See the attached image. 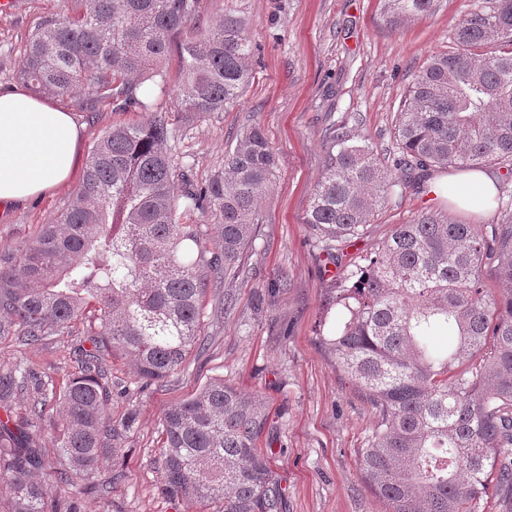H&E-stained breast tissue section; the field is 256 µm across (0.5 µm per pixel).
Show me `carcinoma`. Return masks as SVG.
Masks as SVG:
<instances>
[{
	"label": "carcinoma",
	"instance_id": "1",
	"mask_svg": "<svg viewBox=\"0 0 512 512\" xmlns=\"http://www.w3.org/2000/svg\"><path fill=\"white\" fill-rule=\"evenodd\" d=\"M68 14L40 22L20 78L36 92L88 94L86 107L144 112L90 148L76 200L15 252L0 253V340L37 346L88 322L90 347L57 389L33 367L0 372V512H86L85 497L125 479L120 460L136 413L109 412V360L139 380L162 381L203 352L202 298L236 309L239 276L277 169L264 130L252 125L204 184L174 160L175 132L139 93L165 91L163 63L178 43L186 118L222 112L251 79L255 45L225 14L195 32L201 0H66ZM397 27L435 13L441 0H380ZM498 52L478 56L489 39ZM458 50L431 56L412 75L393 126L396 152L381 159L369 138L331 124L325 168L306 223L337 260L366 233L396 187L433 169L512 170V0H482L453 32ZM496 224H455L432 211L398 224L340 278L321 343L371 404L376 423L360 461L388 512H485L490 487L512 501V198ZM208 211L210 229L191 223ZM498 274V294L480 272ZM27 417L10 415L17 393ZM58 419L48 417L49 406ZM264 403L210 380L168 407L152 464L158 493L194 512H285V492L257 441ZM55 431L53 450L40 445ZM112 469L102 476L103 465ZM45 475L38 479L35 473Z\"/></svg>",
	"mask_w": 512,
	"mask_h": 512
}]
</instances>
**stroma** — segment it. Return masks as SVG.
Returning <instances> with one entry per match:
<instances>
[{
  "label": "stroma",
  "mask_w": 512,
  "mask_h": 512,
  "mask_svg": "<svg viewBox=\"0 0 512 512\" xmlns=\"http://www.w3.org/2000/svg\"><path fill=\"white\" fill-rule=\"evenodd\" d=\"M474 2L443 0L433 15L393 28L378 0H202L200 28L226 12L244 21L259 48L251 81L224 111L185 119L178 110L182 75L174 49L166 61V90L151 96L153 109L173 123L174 158L191 168L196 182L221 171L225 151L255 123L277 159L276 176L233 284L236 309L219 316L213 298L204 300L206 350L190 356L183 373L148 387L128 361H113L110 412L119 417L135 411L137 424L125 442V480L109 496L87 497L88 512H187L158 494L159 474L150 461L161 446L164 410L214 378L266 403L269 419L257 446L268 452L282 482L286 512H386L359 471L374 411L319 339L336 282L350 261L427 208H441L459 224H493L497 217L479 202L462 207L400 187L372 217L366 234L347 243L335 262L318 250L306 216L323 172L326 126L345 123L369 136L379 157L390 156L394 115L413 72L431 54L452 48L451 34ZM66 7L65 0H12L9 9H0L1 85L19 84L29 35L39 21L62 15ZM55 101L82 125L84 157L112 126L143 118L108 107L94 117L79 98L59 95ZM81 179L74 174L61 187L1 214L0 252L20 248L54 223L74 200ZM278 279L287 280V287L266 294ZM79 343L76 336L31 348L11 339L0 342V371L24 359L63 386Z\"/></svg>",
  "instance_id": "stroma-1"
}]
</instances>
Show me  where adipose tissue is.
Returning a JSON list of instances; mask_svg holds the SVG:
<instances>
[{
  "instance_id": "obj_1",
  "label": "adipose tissue",
  "mask_w": 512,
  "mask_h": 512,
  "mask_svg": "<svg viewBox=\"0 0 512 512\" xmlns=\"http://www.w3.org/2000/svg\"><path fill=\"white\" fill-rule=\"evenodd\" d=\"M81 128L52 100L31 96L18 86H0V207L44 195L66 183L80 163ZM430 192L459 205L488 202L495 177L469 171L433 180Z\"/></svg>"
}]
</instances>
